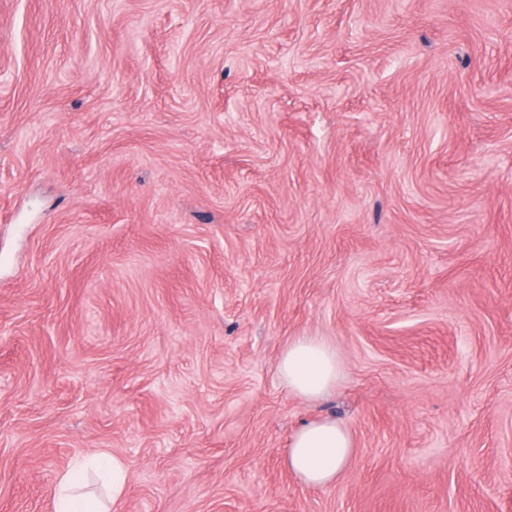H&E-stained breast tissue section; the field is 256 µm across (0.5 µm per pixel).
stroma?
<instances>
[{"instance_id":"stroma-1","label":"stroma","mask_w":512,"mask_h":512,"mask_svg":"<svg viewBox=\"0 0 512 512\" xmlns=\"http://www.w3.org/2000/svg\"><path fill=\"white\" fill-rule=\"evenodd\" d=\"M96 453L124 512H512V0H0V512ZM278 372L292 393L317 400L336 386L341 363L336 348L318 336H296L282 351ZM354 447L345 424L329 417L312 420L292 434L285 465L304 487L322 488L344 472Z\"/></svg>"}]
</instances>
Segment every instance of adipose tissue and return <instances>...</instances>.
<instances>
[{
  "mask_svg": "<svg viewBox=\"0 0 512 512\" xmlns=\"http://www.w3.org/2000/svg\"><path fill=\"white\" fill-rule=\"evenodd\" d=\"M278 372L292 393L316 400L336 385L341 363L331 343L317 336H297L282 351ZM347 426L324 417L304 423L291 436L285 457L288 470L307 488L328 486L344 472L354 452ZM97 469L111 489L109 500L74 495L85 473ZM128 470L117 457L98 454L77 461L60 474L52 490L53 512H121L128 487Z\"/></svg>",
  "mask_w": 512,
  "mask_h": 512,
  "instance_id": "obj_1",
  "label": "adipose tissue"
}]
</instances>
